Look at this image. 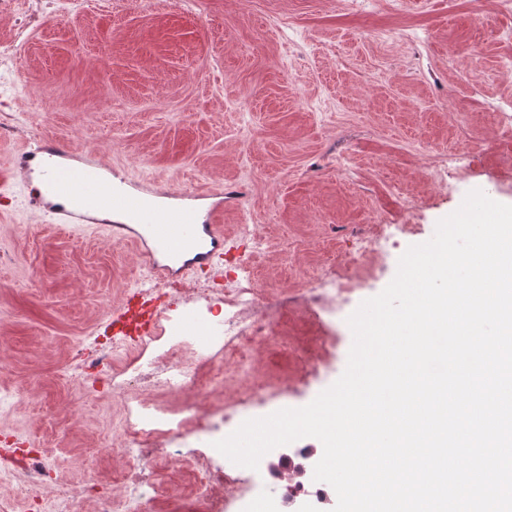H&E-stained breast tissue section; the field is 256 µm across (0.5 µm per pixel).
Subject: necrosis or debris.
Masks as SVG:
<instances>
[{"mask_svg":"<svg viewBox=\"0 0 512 512\" xmlns=\"http://www.w3.org/2000/svg\"><path fill=\"white\" fill-rule=\"evenodd\" d=\"M192 301L220 304L224 318L213 327L205 314H198L193 334H186L180 318L158 312L153 335L125 349L104 347L79 349L67 364L68 378L94 385L104 384L117 401L118 425L126 437L119 453L128 462L121 476L123 492H101L95 512H143V506L161 485L170 463L163 444L209 429L204 414L191 403L177 402L172 392L187 390L190 382L208 384L218 394L229 384H239L236 398L224 406L225 422L276 397L277 390L256 375L254 354L266 345L282 310L281 299L259 288L253 273L225 284L223 293L197 283L186 288ZM57 459L39 448L17 466H4L0 477L12 480L17 512H29L37 503L40 512H75L88 488L62 481ZM188 474L190 494L198 496L206 512H246L255 495L250 474L237 465H217L201 449L180 457Z\"/></svg>","mask_w":512,"mask_h":512,"instance_id":"1","label":"necrosis or debris"}]
</instances>
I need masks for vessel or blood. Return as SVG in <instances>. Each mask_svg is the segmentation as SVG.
I'll return each mask as SVG.
<instances>
[{
  "label": "vessel or blood",
  "instance_id": "obj_1",
  "mask_svg": "<svg viewBox=\"0 0 512 512\" xmlns=\"http://www.w3.org/2000/svg\"><path fill=\"white\" fill-rule=\"evenodd\" d=\"M13 168L26 184L28 206L54 223L79 227L98 222L113 241H150L145 262L153 285L122 298L112 318L113 335H149L155 324V285L213 269L224 254L227 239L218 222L222 205L210 208L202 224L194 205L153 207L141 180L126 179L124 188L111 191V165L60 140L25 144Z\"/></svg>",
  "mask_w": 512,
  "mask_h": 512
}]
</instances>
